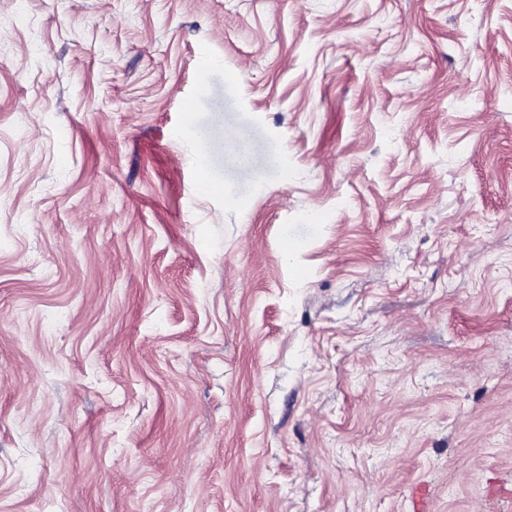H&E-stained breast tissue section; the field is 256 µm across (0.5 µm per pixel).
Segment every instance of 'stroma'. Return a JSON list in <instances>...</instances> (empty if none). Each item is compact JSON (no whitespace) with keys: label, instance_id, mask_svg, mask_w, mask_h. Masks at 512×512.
<instances>
[{"label":"stroma","instance_id":"1","mask_svg":"<svg viewBox=\"0 0 512 512\" xmlns=\"http://www.w3.org/2000/svg\"><path fill=\"white\" fill-rule=\"evenodd\" d=\"M420 501L512 512V0H0V512Z\"/></svg>","mask_w":512,"mask_h":512}]
</instances>
